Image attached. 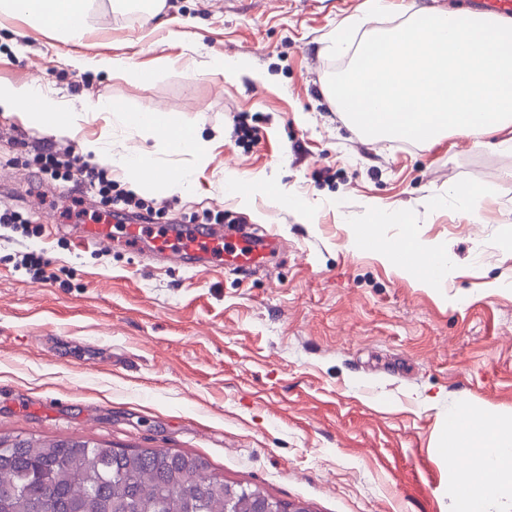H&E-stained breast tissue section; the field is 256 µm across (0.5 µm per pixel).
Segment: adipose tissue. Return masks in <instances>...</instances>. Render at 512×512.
<instances>
[{"label":"adipose tissue","mask_w":512,"mask_h":512,"mask_svg":"<svg viewBox=\"0 0 512 512\" xmlns=\"http://www.w3.org/2000/svg\"><path fill=\"white\" fill-rule=\"evenodd\" d=\"M90 0H0V16H23L36 25L52 29L66 44L82 42L89 30ZM77 108L62 103L34 84L0 83V110L18 114L24 124L67 133L74 126ZM125 119L144 133L161 138L174 154L192 156L205 164L209 145L199 131L178 116L166 112H135ZM82 151L93 159L120 169L127 182L143 193L163 190L184 193L193 186L191 177H167L155 173L151 155L144 150L112 155L102 142H83ZM382 259L400 273L417 276L426 287H445L451 269L448 251L435 242L410 237L400 244L383 245ZM437 271H430L429 262ZM447 435L454 447L475 451L469 470L460 475L456 497L462 512H492L504 490H512V413L492 420L469 409L448 412Z\"/></svg>","instance_id":"adipose-tissue-1"}]
</instances>
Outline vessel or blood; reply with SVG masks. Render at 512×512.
I'll return each instance as SVG.
<instances>
[{"label": "vessel or blood", "mask_w": 512, "mask_h": 512, "mask_svg": "<svg viewBox=\"0 0 512 512\" xmlns=\"http://www.w3.org/2000/svg\"><path fill=\"white\" fill-rule=\"evenodd\" d=\"M145 223L126 225L120 239H113L109 221L84 225L78 238L84 244L117 243L127 250L142 252L144 246L160 252L166 260L186 268L205 266L211 260L223 259L225 267L259 269L265 267L269 254L276 246L272 234L242 229L234 251H226L222 233L204 226L170 224L163 229L146 233Z\"/></svg>", "instance_id": "b4317fda"}]
</instances>
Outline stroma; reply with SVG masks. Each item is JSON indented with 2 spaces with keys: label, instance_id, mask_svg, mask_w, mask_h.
<instances>
[{
  "label": "stroma",
  "instance_id": "35a3bbf8",
  "mask_svg": "<svg viewBox=\"0 0 512 512\" xmlns=\"http://www.w3.org/2000/svg\"><path fill=\"white\" fill-rule=\"evenodd\" d=\"M166 0L165 25L129 20L95 0L80 48L18 17H0V82H37L57 98L177 113L209 142V161L109 112H81L54 135L0 112V435L106 442L198 454L224 481L257 485L309 512H458L467 454L445 452L448 410L512 412V149L453 134L415 145L354 130L324 92L374 30L417 4L472 10V0ZM362 18L346 53L329 50ZM104 52L149 73H77L73 51ZM242 55L251 74L218 75ZM149 151L158 173L192 174L186 193L140 195L154 224L266 229L279 246L259 271L186 269L156 256L84 245L59 232L74 205L100 198L39 170L44 148L87 158ZM236 172L249 204L225 193ZM287 192L271 204L266 179ZM476 185L467 203L449 187ZM311 201L310 211L291 201ZM402 213L381 236L414 232L455 258L446 287L398 273L351 227ZM46 262L44 276L24 267Z\"/></svg>",
  "mask_w": 512,
  "mask_h": 512
}]
</instances>
